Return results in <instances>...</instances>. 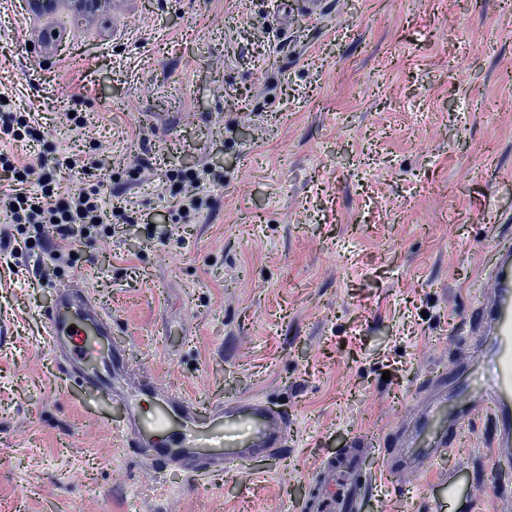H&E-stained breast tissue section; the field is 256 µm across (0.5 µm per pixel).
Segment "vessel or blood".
I'll return each instance as SVG.
<instances>
[{
    "instance_id": "obj_1",
    "label": "vessel or blood",
    "mask_w": 512,
    "mask_h": 512,
    "mask_svg": "<svg viewBox=\"0 0 512 512\" xmlns=\"http://www.w3.org/2000/svg\"><path fill=\"white\" fill-rule=\"evenodd\" d=\"M488 277L492 291L477 309L478 335L471 346L474 358L495 364V376L476 389L460 373L451 374L443 396L415 421L413 439L424 444V451L402 463L383 459L382 476L425 472L458 430L486 411L494 419L497 455L512 453V245L498 251ZM43 318L48 349L65 357L66 375L96 388L117 406L114 431L124 444L152 449L157 467L203 472L227 463L242 467L284 441L286 418L262 403L228 402L197 411L177 393L157 392L146 380L130 381L126 354L110 340L111 320L85 299L60 292ZM147 398L152 401L148 412L142 406ZM365 454L356 448L341 461L321 462L301 512H359L374 484L362 469Z\"/></svg>"
}]
</instances>
